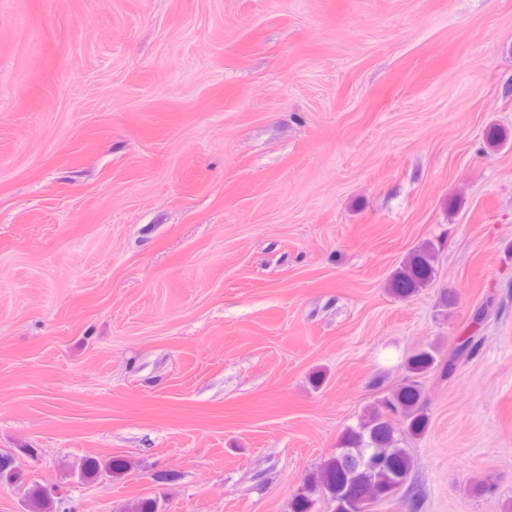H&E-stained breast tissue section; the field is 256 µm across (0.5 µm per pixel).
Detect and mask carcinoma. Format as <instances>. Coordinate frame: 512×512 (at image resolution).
Wrapping results in <instances>:
<instances>
[{"instance_id": "1", "label": "carcinoma", "mask_w": 512, "mask_h": 512, "mask_svg": "<svg viewBox=\"0 0 512 512\" xmlns=\"http://www.w3.org/2000/svg\"><path fill=\"white\" fill-rule=\"evenodd\" d=\"M436 261L437 252L430 242L409 252L390 276L388 287L392 294L407 298L427 287L435 277ZM476 347L474 336L463 337L443 364L431 347L411 355L404 381L370 408L357 426L348 428L336 454L304 478L292 499L291 512H312L318 498L327 503L330 512H360L368 501L390 499L407 483L412 468L409 454L400 447V434L391 424V416L404 420L407 434L423 435L429 419L423 407L421 378L437 366L441 367V374L448 375V368L473 354ZM128 468L122 458H88L80 465L78 476L91 480L121 475ZM27 498L29 512H54V500L46 488L31 486Z\"/></svg>"}]
</instances>
